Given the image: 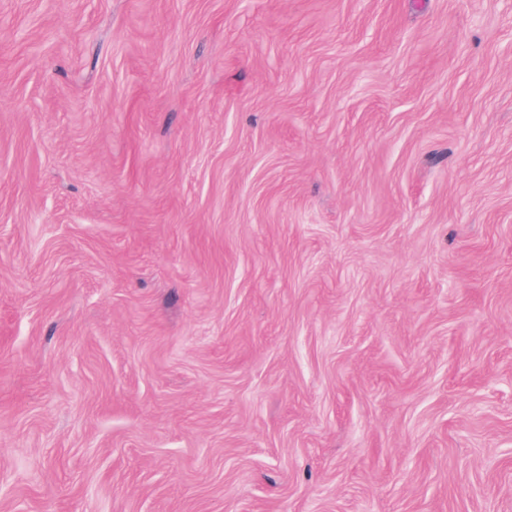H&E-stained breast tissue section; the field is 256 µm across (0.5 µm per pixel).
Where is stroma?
Instances as JSON below:
<instances>
[{"instance_id":"stroma-1","label":"stroma","mask_w":512,"mask_h":512,"mask_svg":"<svg viewBox=\"0 0 512 512\" xmlns=\"http://www.w3.org/2000/svg\"><path fill=\"white\" fill-rule=\"evenodd\" d=\"M0 512H512V0H0Z\"/></svg>"}]
</instances>
